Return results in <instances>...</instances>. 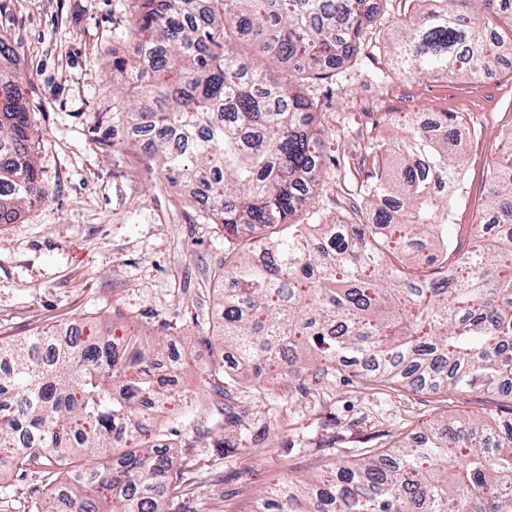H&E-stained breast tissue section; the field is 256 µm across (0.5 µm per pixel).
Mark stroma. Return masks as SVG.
<instances>
[{
    "mask_svg": "<svg viewBox=\"0 0 512 512\" xmlns=\"http://www.w3.org/2000/svg\"><path fill=\"white\" fill-rule=\"evenodd\" d=\"M422 8L382 0L359 54L302 86L320 111L312 204L328 224L371 216V206L350 208L370 152L404 146L416 123L458 112L464 165L452 245L464 252L484 219L492 171L512 150V70L422 78L393 70L396 27ZM130 25L129 0H0V37L15 49L0 68L17 75L36 115V165L51 191L0 223V339L114 322L160 343L156 372L180 356L172 402L156 418L182 476L167 512H254L273 480L358 463L441 417H512V398L493 392L421 391L343 370L317 382L287 375L225 385L216 369L224 229L200 220L120 118L128 101L112 83V61L130 55ZM57 478L50 466L10 475L0 482V512H30Z\"/></svg>",
    "mask_w": 512,
    "mask_h": 512,
    "instance_id": "1",
    "label": "stroma"
}]
</instances>
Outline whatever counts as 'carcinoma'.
Instances as JSON below:
<instances>
[{
  "label": "carcinoma",
  "instance_id": "obj_1",
  "mask_svg": "<svg viewBox=\"0 0 512 512\" xmlns=\"http://www.w3.org/2000/svg\"><path fill=\"white\" fill-rule=\"evenodd\" d=\"M136 49L112 61L136 90L127 122L155 132L150 151L237 255L224 267V348L233 378L320 379L319 365L448 391L512 396V155L493 174L471 248H451L448 212L461 174L442 113L410 150H375L360 185L384 201L360 224H319L318 104L299 85L359 52L374 0H131ZM401 23L393 63L411 78L482 74L512 56V0H429ZM492 14L503 29L490 31ZM247 42L291 65L288 79L228 50ZM34 114L0 70V223L50 189L34 159ZM44 336L0 341V480L59 467L68 512H165L177 491L171 446L153 426L170 398L155 350L96 327L80 345ZM459 459L448 469V457ZM256 512H512V422L432 423L415 442L375 448L263 490Z\"/></svg>",
  "mask_w": 512,
  "mask_h": 512
}]
</instances>
